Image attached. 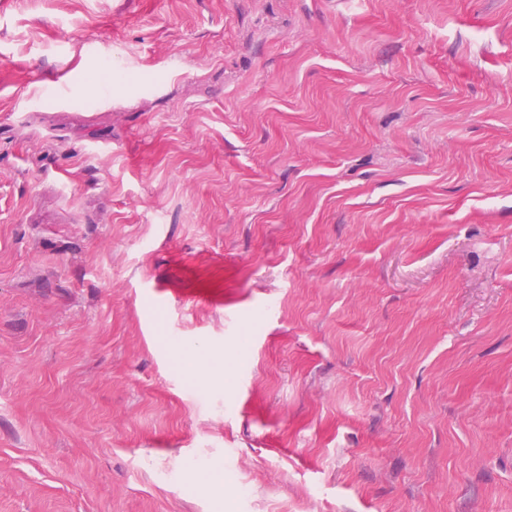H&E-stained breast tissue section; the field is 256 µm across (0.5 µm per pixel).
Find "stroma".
Returning <instances> with one entry per match:
<instances>
[{
	"label": "stroma",
	"mask_w": 512,
	"mask_h": 512,
	"mask_svg": "<svg viewBox=\"0 0 512 512\" xmlns=\"http://www.w3.org/2000/svg\"><path fill=\"white\" fill-rule=\"evenodd\" d=\"M228 502L512 512V0H0V512Z\"/></svg>",
	"instance_id": "1"
}]
</instances>
